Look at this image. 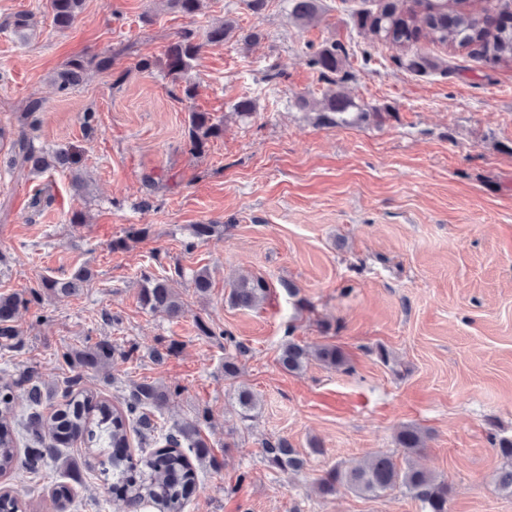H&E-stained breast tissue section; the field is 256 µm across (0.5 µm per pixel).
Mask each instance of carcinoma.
Wrapping results in <instances>:
<instances>
[{
  "instance_id": "obj_1",
  "label": "carcinoma",
  "mask_w": 512,
  "mask_h": 512,
  "mask_svg": "<svg viewBox=\"0 0 512 512\" xmlns=\"http://www.w3.org/2000/svg\"><path fill=\"white\" fill-rule=\"evenodd\" d=\"M167 7L183 14H194L201 0H162ZM55 26L64 30L73 25L81 12L83 0H50ZM289 16L306 26L320 14L319 0H288ZM509 2L503 0L495 7H483L479 11L468 8L467 0H377L374 11L360 12L354 24L366 30L375 39L385 41L403 52L406 66L423 72L439 66L436 61L422 55L418 49L421 37L428 35L431 41L443 47L468 51L479 62L499 65L512 62V13L506 12ZM233 21L225 19L212 25L206 33L208 43H221L235 36ZM203 43L192 32H184L170 42L164 52L162 65L172 82L180 85L184 98L195 96V84L186 80L193 63L199 58ZM341 46L332 42L311 57V65L320 76L336 84L340 69ZM87 71L86 62L80 59L68 61L57 75L59 88L67 90L77 85ZM382 112L357 103L341 90H333L321 101L319 120L334 127L353 126L370 120L379 121ZM224 124L214 121L208 112L189 113L187 145L189 151L200 155L210 140L220 137ZM26 133L12 144V152L30 166L43 173L54 168L73 171L76 187H84L85 179L79 170L76 153L59 148L52 151L36 150L25 140ZM92 279L90 268L83 266L68 278L42 276L30 294L0 295V339L5 346L22 345L20 333L14 325L18 311L32 303H39L45 296L67 298L77 294ZM139 299L152 310H163L176 317L182 310V302L169 288L167 281L149 273H141ZM270 287L261 276L243 277L234 282L229 302L238 308L252 309L260 306L268 297ZM201 335L221 338L224 345L235 353L224 357V377L234 379L241 368L238 357L246 353L244 345L232 333L199 324ZM129 352L120 351L107 340H99L80 350H70L63 357L85 371H96L110 366ZM329 369L349 370L348 358L341 347L321 344L310 347L293 339L280 349L279 363L289 373L303 371L311 361ZM27 394L25 428L28 445L23 459H18V421L15 411V389ZM179 388L171 389L151 382L134 383L123 398V407L99 398L98 394L82 385V376L70 379L66 384L63 401L57 403L52 413L44 415L41 407L51 398L42 390L30 372L20 375L11 384L0 387V476L11 473L16 466L37 475L48 460H58L61 448L75 443L85 450L112 449V457L98 461L100 472L112 471V495L122 500L131 512L144 501L153 504L155 512H184V508L197 490L196 464L212 459L210 444L202 434L198 421L175 422L157 439L152 433L158 430L151 418L152 410L168 405ZM235 403L243 412H250L259 404L255 393L248 387L239 386L233 392ZM136 434L140 444L156 445V448L138 459L126 454L130 447L129 435ZM397 443L404 449V464L399 465L393 456L377 453L352 466H336L319 483L320 494L332 496L340 486H346L365 497L381 494L401 487L411 498L421 503L423 512H448V484L431 472L414 465L412 457L425 446V434L415 425H405L397 433ZM491 445L508 461L497 474L495 482L499 491L512 495V439L491 437ZM264 457L267 464L283 472H298L304 468L305 459L285 439L266 441ZM59 512H66L73 499V489L66 482H58L52 491Z\"/></svg>"
}]
</instances>
